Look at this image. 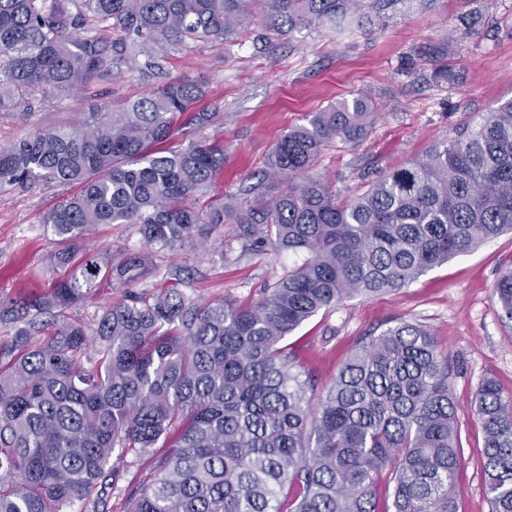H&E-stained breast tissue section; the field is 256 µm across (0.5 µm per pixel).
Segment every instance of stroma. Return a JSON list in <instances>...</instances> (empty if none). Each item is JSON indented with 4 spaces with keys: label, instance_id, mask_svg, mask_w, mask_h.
<instances>
[{
    "label": "stroma",
    "instance_id": "35a3bbf8",
    "mask_svg": "<svg viewBox=\"0 0 512 512\" xmlns=\"http://www.w3.org/2000/svg\"><path fill=\"white\" fill-rule=\"evenodd\" d=\"M455 67L450 84L429 75L437 57ZM162 79L205 85V106L217 112L200 137L224 146V169L203 194L211 202L237 195L249 211L275 142L307 115L363 94L375 112L363 139L331 141L315 171L333 190L363 193L381 172L423 156L479 121L495 100L512 98V0H357L338 27L323 25L280 36L258 24L234 42H191L162 62ZM160 79L136 73L92 83L69 97L35 94L30 110L0 101V143L81 119L106 104L137 98ZM73 185L38 183L0 191V300L50 293L49 257L60 247L43 220ZM90 248L138 250L136 225L101 224ZM293 259L273 249L253 251L239 227H224L223 250L168 251L158 266L175 263L194 274L192 294L208 301L258 300ZM512 267V234L429 270L410 286L343 301L304 323L288 342L300 370L319 384L335 377L365 336L405 320L426 329L448 358V385L462 446L456 485L459 512H491L482 466L484 432L475 395L485 377L512 395V327L501 318L494 285ZM150 455L129 453L113 484L93 488L65 512H125L128 491L150 469Z\"/></svg>",
    "mask_w": 512,
    "mask_h": 512
}]
</instances>
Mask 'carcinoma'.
<instances>
[{"mask_svg": "<svg viewBox=\"0 0 512 512\" xmlns=\"http://www.w3.org/2000/svg\"><path fill=\"white\" fill-rule=\"evenodd\" d=\"M0 0V100L59 97L95 79L155 76L171 47L230 42L261 9L279 35L346 17L357 0ZM104 24L112 37L91 34ZM188 79L87 112L79 122L0 147V189L78 184L44 219L63 242L99 224H136L146 248L69 247L51 257L67 276L35 299L3 301L25 327L0 345V512H62L111 476L107 465L147 453L173 427L126 512H458L461 454L448 360L422 327L400 321L364 338L317 389L296 369L288 336L355 296L404 288L427 270L512 232V98L458 137L432 146L352 198L310 175L332 140L371 124L358 95L281 134L256 206L196 200L224 168V147L193 137L216 113ZM180 126L187 144L163 147ZM260 251L301 262L257 302H203L177 288L185 269L159 271L154 250H195L225 223ZM169 286L152 291L146 276ZM126 289L89 328L64 321L31 345L30 326L84 301L104 280ZM512 322V269L495 285ZM96 348L88 352V337ZM492 512H512V396L486 378L476 394Z\"/></svg>", "mask_w": 512, "mask_h": 512, "instance_id": "1", "label": "carcinoma"}]
</instances>
